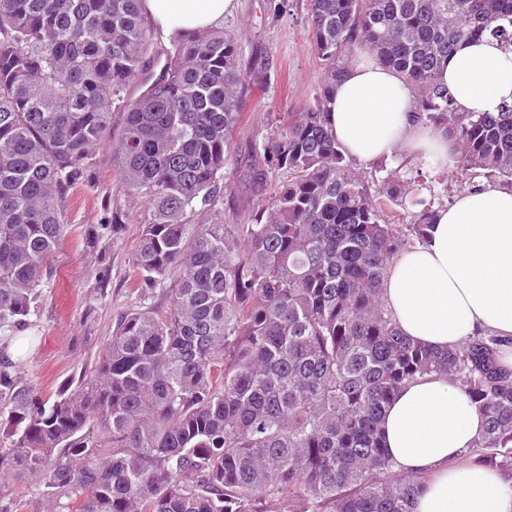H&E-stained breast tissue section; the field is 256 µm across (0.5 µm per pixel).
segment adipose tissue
Listing matches in <instances>:
<instances>
[{
	"label": "adipose tissue",
	"instance_id": "1",
	"mask_svg": "<svg viewBox=\"0 0 512 512\" xmlns=\"http://www.w3.org/2000/svg\"><path fill=\"white\" fill-rule=\"evenodd\" d=\"M240 0H141L163 35L219 26ZM460 112H495L512 104V51L489 35L461 42L442 71ZM327 121L344 155L359 164L403 153L447 168L443 132L417 117L403 74L366 50L349 58L327 104ZM383 301L405 336L456 349L484 332L500 338L499 362L512 376V192L459 189L441 208L425 242L390 265ZM485 418L460 382L417 376L387 406L384 445L397 475L425 482L413 512H512V477L474 462Z\"/></svg>",
	"mask_w": 512,
	"mask_h": 512
}]
</instances>
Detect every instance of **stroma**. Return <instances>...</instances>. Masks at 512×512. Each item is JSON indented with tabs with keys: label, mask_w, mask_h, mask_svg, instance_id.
<instances>
[{
	"label": "stroma",
	"mask_w": 512,
	"mask_h": 512,
	"mask_svg": "<svg viewBox=\"0 0 512 512\" xmlns=\"http://www.w3.org/2000/svg\"><path fill=\"white\" fill-rule=\"evenodd\" d=\"M311 0H241L223 28L238 45L245 77V118L234 135L235 164L224 171L232 191L215 205L198 209L194 223L246 222L265 195L233 179L236 163L261 144L277 116L314 105L322 87V69L309 31ZM110 149H100L65 207L69 232L52 257L50 273L27 327L0 323V343L19 373L37 384L43 398H54L65 383L90 368L116 318L134 307L131 248L139 233L142 200L119 186ZM119 219V234L102 227Z\"/></svg>",
	"instance_id": "stroma-1"
}]
</instances>
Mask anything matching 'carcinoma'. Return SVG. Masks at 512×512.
Segmentation results:
<instances>
[{
    "label": "carcinoma",
    "instance_id": "cac0c4a2",
    "mask_svg": "<svg viewBox=\"0 0 512 512\" xmlns=\"http://www.w3.org/2000/svg\"><path fill=\"white\" fill-rule=\"evenodd\" d=\"M150 33L140 0H0V320L26 325L97 150L146 204L139 306L91 369L45 401L0 360V473L43 487L34 512H411L420 477H392L380 425L428 373L461 382L486 417L475 461L511 470L497 339L426 347L383 303L434 203L396 171L376 186L355 170L326 105L350 53L373 52L414 87L419 119L448 133L454 184L512 190V105L458 112L440 83L460 42L512 47V0H311L322 94L239 171L268 195L244 224L190 222L229 190L245 84L235 38L184 31L151 80ZM157 292L166 305L147 303Z\"/></svg>",
    "mask_w": 512,
    "mask_h": 512
}]
</instances>
